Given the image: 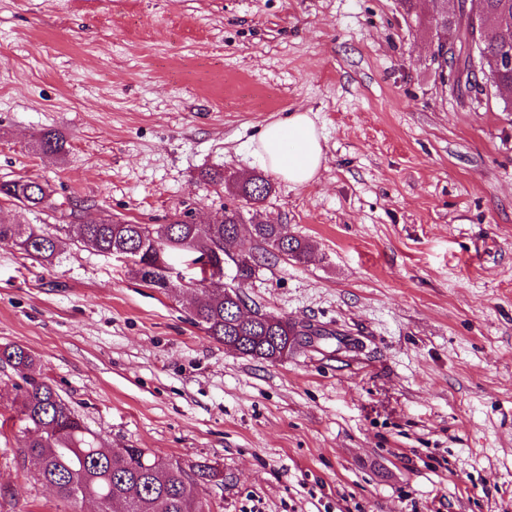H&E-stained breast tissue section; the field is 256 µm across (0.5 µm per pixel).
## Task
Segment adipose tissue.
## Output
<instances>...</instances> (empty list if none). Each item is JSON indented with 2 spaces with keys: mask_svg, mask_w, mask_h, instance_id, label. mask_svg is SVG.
Wrapping results in <instances>:
<instances>
[{
  "mask_svg": "<svg viewBox=\"0 0 512 512\" xmlns=\"http://www.w3.org/2000/svg\"><path fill=\"white\" fill-rule=\"evenodd\" d=\"M256 153L268 169L294 186L312 182L325 160L321 134L305 112L267 124Z\"/></svg>",
  "mask_w": 512,
  "mask_h": 512,
  "instance_id": "1",
  "label": "adipose tissue"
}]
</instances>
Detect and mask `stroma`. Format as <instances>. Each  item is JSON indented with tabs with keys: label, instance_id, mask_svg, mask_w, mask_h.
I'll list each match as a JSON object with an SVG mask.
<instances>
[{
	"label": "stroma",
	"instance_id": "1",
	"mask_svg": "<svg viewBox=\"0 0 512 512\" xmlns=\"http://www.w3.org/2000/svg\"><path fill=\"white\" fill-rule=\"evenodd\" d=\"M429 0H0V219L206 224L234 200L207 169L264 171L268 123L309 112L326 160L273 178L263 216L310 239L243 293L317 337L270 363L191 322L126 258L64 240L47 262L0 244V346L38 359L89 431L221 474L211 512H512V112L457 97ZM52 129L61 156L35 138ZM0 367V512H72L34 478ZM5 196L26 208H50L56 209L52 201V195L46 186L29 179L19 178L0 183V196Z\"/></svg>",
	"mask_w": 512,
	"mask_h": 512
}]
</instances>
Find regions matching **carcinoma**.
Instances as JSON below:
<instances>
[{
  "mask_svg": "<svg viewBox=\"0 0 512 512\" xmlns=\"http://www.w3.org/2000/svg\"><path fill=\"white\" fill-rule=\"evenodd\" d=\"M485 21L494 38L482 43L477 56L491 59L505 47L512 48V0H484ZM435 35H446L457 47L443 59L463 81L457 86L468 93L478 81H490L512 90V66L484 71L473 65L470 54L462 51L469 40L470 18L464 10L431 17ZM46 155H60L66 142L56 131L46 130L38 138ZM203 183L223 186L238 204L224 208V217L204 226L185 218L167 224H138L127 220H103L95 224H75L74 233L84 247L100 253L130 259L132 273L148 286L172 290L168 278V259L174 254H189L193 263L202 257L198 277L201 298L195 301L192 322L209 338L242 355L268 362L280 361L303 345V337L320 332L304 321L271 315L253 305L248 317L242 307L248 297L240 283L255 273L258 259L249 255L235 262L239 284L228 285L213 279L208 266L219 265L224 257L234 259L230 250L245 235L271 248V256L296 263L310 260L313 243L292 234L286 224L261 219L264 202L272 185L261 174L244 179L224 177V171L201 172ZM26 208H56L49 188L29 179L0 183V196ZM0 243L10 244L24 255L50 261L60 253L59 240L34 226L0 221ZM35 356L18 345L0 347V364L12 368L26 382L17 394L15 411L24 423L21 440L23 458L37 461L35 479L51 486L56 494L78 505L96 499L101 512H204L203 488L217 481L219 473L205 461L182 465L150 448H123L116 452L92 435L75 410L54 387L27 374Z\"/></svg>",
  "mask_w": 512,
  "mask_h": 512,
  "instance_id": "obj_1",
  "label": "carcinoma"
}]
</instances>
